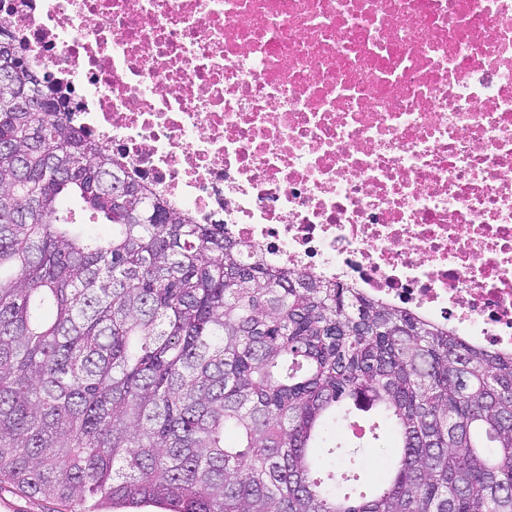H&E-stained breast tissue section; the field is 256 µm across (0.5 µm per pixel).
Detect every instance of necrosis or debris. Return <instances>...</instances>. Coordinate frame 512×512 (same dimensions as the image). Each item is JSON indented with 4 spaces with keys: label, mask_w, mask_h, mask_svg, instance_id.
Listing matches in <instances>:
<instances>
[{
    "label": "necrosis or debris",
    "mask_w": 512,
    "mask_h": 512,
    "mask_svg": "<svg viewBox=\"0 0 512 512\" xmlns=\"http://www.w3.org/2000/svg\"><path fill=\"white\" fill-rule=\"evenodd\" d=\"M170 207L512 351V0H7Z\"/></svg>",
    "instance_id": "obj_1"
}]
</instances>
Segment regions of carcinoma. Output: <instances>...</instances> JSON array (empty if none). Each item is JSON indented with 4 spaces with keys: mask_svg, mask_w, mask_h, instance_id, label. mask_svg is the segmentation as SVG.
<instances>
[{
    "mask_svg": "<svg viewBox=\"0 0 512 512\" xmlns=\"http://www.w3.org/2000/svg\"><path fill=\"white\" fill-rule=\"evenodd\" d=\"M5 485L70 512H512V353L272 268L69 113L0 105Z\"/></svg>",
    "mask_w": 512,
    "mask_h": 512,
    "instance_id": "cac0c4a2",
    "label": "carcinoma"
}]
</instances>
